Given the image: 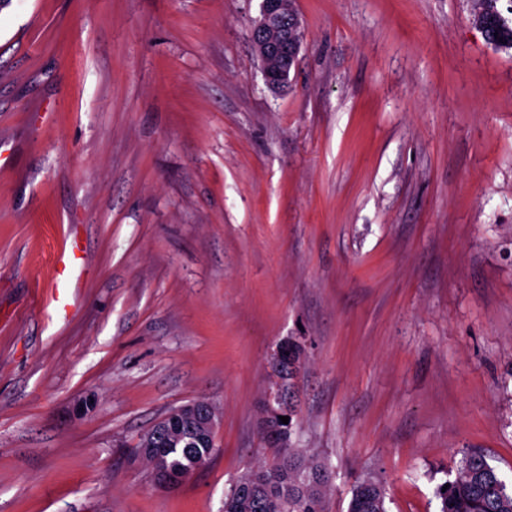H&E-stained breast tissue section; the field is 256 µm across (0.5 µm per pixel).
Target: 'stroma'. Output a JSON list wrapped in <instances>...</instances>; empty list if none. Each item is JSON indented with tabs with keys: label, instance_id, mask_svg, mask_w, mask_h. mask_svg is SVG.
Instances as JSON below:
<instances>
[{
	"label": "stroma",
	"instance_id": "1",
	"mask_svg": "<svg viewBox=\"0 0 512 512\" xmlns=\"http://www.w3.org/2000/svg\"><path fill=\"white\" fill-rule=\"evenodd\" d=\"M471 5L295 0L280 94L261 0L0 8V512H224L272 402L327 512H439L468 449L512 485V50ZM200 398L216 452L160 487L138 439ZM261 2L251 38L267 85L272 90H281L297 62L304 29L293 0ZM81 247L77 241L71 243L68 248H64L57 253L54 263L55 277L53 281V290L46 298L49 303H53L56 311L60 315L68 316L70 310L68 285L75 279H78L81 268L79 260L81 257ZM289 352V355H285ZM272 364L281 382L293 378L299 369V354L291 347L288 339L282 341L273 354ZM348 512H386L384 485L373 479L359 481L352 490Z\"/></svg>",
	"mask_w": 512,
	"mask_h": 512
}]
</instances>
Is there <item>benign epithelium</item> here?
<instances>
[{
  "label": "benign epithelium",
  "mask_w": 512,
  "mask_h": 512,
  "mask_svg": "<svg viewBox=\"0 0 512 512\" xmlns=\"http://www.w3.org/2000/svg\"><path fill=\"white\" fill-rule=\"evenodd\" d=\"M304 29L294 8V0H262L260 16L254 22L251 38L267 85L279 90L288 81L302 46ZM272 364L278 378L286 381L299 369V354L287 340L273 354ZM164 428L177 444L215 434L216 411L205 400L172 409L163 417Z\"/></svg>",
  "instance_id": "benign-epithelium-1"
}]
</instances>
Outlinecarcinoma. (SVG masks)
<instances>
[{"label":"carcinoma","mask_w":512,"mask_h":512,"mask_svg":"<svg viewBox=\"0 0 512 512\" xmlns=\"http://www.w3.org/2000/svg\"><path fill=\"white\" fill-rule=\"evenodd\" d=\"M500 12L498 0H473V22L487 24V42L496 47L506 41L512 49V25L489 19ZM281 448L274 460L249 470L224 499V512H326L325 498L332 485L333 471L325 462H315L279 437ZM215 446L182 448L173 444L164 432H157L155 451L143 462L154 475L187 478L208 464ZM449 487L438 492L440 512H512V491L476 450L464 453ZM348 512H386L384 485L373 479L359 481L352 490Z\"/></svg>","instance_id":"carcinoma-1"}]
</instances>
